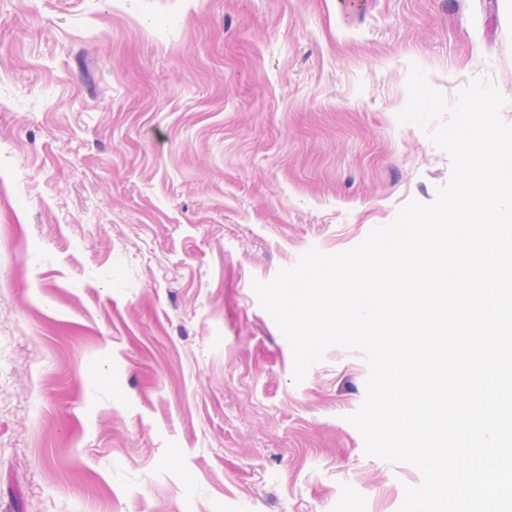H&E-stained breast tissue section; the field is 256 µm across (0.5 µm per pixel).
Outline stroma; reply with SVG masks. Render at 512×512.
Segmentation results:
<instances>
[{"label":"stroma","instance_id":"obj_1","mask_svg":"<svg viewBox=\"0 0 512 512\" xmlns=\"http://www.w3.org/2000/svg\"><path fill=\"white\" fill-rule=\"evenodd\" d=\"M414 64L512 125V0H0V512H398L252 283L434 200Z\"/></svg>","mask_w":512,"mask_h":512}]
</instances>
